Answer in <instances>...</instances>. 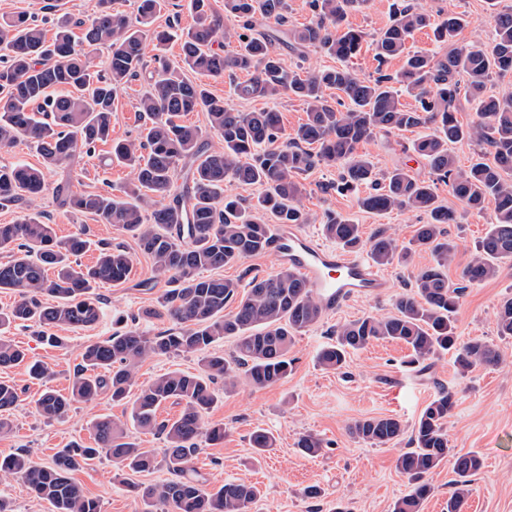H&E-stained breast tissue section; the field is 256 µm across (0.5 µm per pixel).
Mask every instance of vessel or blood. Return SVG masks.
Wrapping results in <instances>:
<instances>
[{
	"instance_id": "obj_1",
	"label": "vessel or blood",
	"mask_w": 512,
	"mask_h": 512,
	"mask_svg": "<svg viewBox=\"0 0 512 512\" xmlns=\"http://www.w3.org/2000/svg\"><path fill=\"white\" fill-rule=\"evenodd\" d=\"M269 248L283 266L302 276L330 312L355 298L385 295L390 286L364 255L324 246L294 224L277 225Z\"/></svg>"
}]
</instances>
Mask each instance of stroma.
Returning a JSON list of instances; mask_svg holds the SVG:
<instances>
[{
	"label": "stroma",
	"instance_id": "35a3bbf8",
	"mask_svg": "<svg viewBox=\"0 0 512 512\" xmlns=\"http://www.w3.org/2000/svg\"><path fill=\"white\" fill-rule=\"evenodd\" d=\"M399 2L364 0L348 14L347 24L368 37L361 52L348 62L358 76L373 78L381 71L393 74L402 67L399 57L379 62L373 45L376 35L392 23ZM411 2L415 8L443 17L464 15L467 24L456 38L457 45L481 48L492 42L495 14L512 11V0ZM99 9L100 0H0V18L24 14L36 18L50 31L55 30L58 20L66 17L89 21ZM154 55L153 48H146L140 75L117 94L113 141L136 139L141 131L137 101L155 66ZM419 134L416 128L381 133L362 144L360 150L372 161L377 174L403 164L422 174L425 166L416 162L410 152ZM110 150V143L97 144L91 153L78 149L70 167L46 171L45 192L0 206V224L38 215L52 224L57 237H67L83 228L93 241L122 245L133 256L132 269L124 284H104L98 288L102 303L98 323L83 330H62L64 347L48 346L35 326L13 324L0 331L50 372L49 378L38 382L30 379L25 366L0 367V380L26 391L23 401L6 414L9 428L0 433V458L25 451L33 461L51 464L57 452L71 443L93 446V424L105 416L124 424L130 439L156 457L164 455V439L133 427L129 405L112 402L109 396L73 404L66 414L55 419L38 415L32 403L47 387L67 392L85 346L111 336L119 319L133 320L135 328L149 336L169 326L167 320L146 314L166 283L156 280L151 260L139 254L134 239L117 227L98 223L92 216L71 212L56 196V185L66 179L78 192H106L129 181L128 167L102 165V157ZM301 181L305 186L302 203L314 217L305 230L316 237L322 234L319 220L328 212L361 224L367 235L387 229L401 246L408 244L418 224L424 221L423 215L407 210L386 214L363 211L356 193L337 192L339 170L334 166H318L303 175ZM437 193L443 204L458 215L457 222L446 227L457 246L455 259L448 268V282L454 286L459 284L461 271L476 242L484 236L491 214L464 208L449 194L446 185H438ZM431 261L430 252L420 251L409 267H385V274L393 281L386 296L353 299L341 310L326 313L320 324L297 336L291 352L294 368L287 378L259 389L242 384L224 394L204 417L206 423L223 425L224 440L218 444L201 441L194 460L208 487L216 488L227 481L256 486L259 495L249 512H334L339 504L347 506L349 512H391L394 501L409 490L407 478L395 467L396 457L401 449L407 448L408 441L403 438L394 446L373 447L351 438L348 426L359 419L393 416L401 421L404 430H411L426 405L445 388L456 400L447 421L451 445L476 453L483 462L473 478L464 512H512V337H500L496 327L500 304L512 297V262L501 263L493 280L468 287L456 314L461 340L480 339L494 345L503 357L501 365L480 366L462 376L456 372L451 355L444 354L432 360L429 370L413 372L405 366V345L395 341L378 342L351 353L338 372L324 369L316 361L333 328L368 314L391 312L397 295L407 291L413 273ZM258 430L273 437L274 446L269 451L260 453L253 448L251 436ZM306 434L322 440L324 450L320 455L309 457L300 452L297 441ZM170 478L162 464L139 474L118 471L105 455L73 474L85 494L98 500L101 512H142L144 504L136 496L135 487L160 484ZM310 485L321 488L320 498L304 497L303 490Z\"/></svg>",
	"mask_w": 512,
	"mask_h": 512
}]
</instances>
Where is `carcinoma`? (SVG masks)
<instances>
[{
  "label": "carcinoma",
  "mask_w": 512,
  "mask_h": 512,
  "mask_svg": "<svg viewBox=\"0 0 512 512\" xmlns=\"http://www.w3.org/2000/svg\"><path fill=\"white\" fill-rule=\"evenodd\" d=\"M136 2L138 29L126 16L112 12L108 0H101L94 18L79 23L82 35H76L67 21L50 41L30 17L0 19V90L5 92L0 97V147L22 139L42 159L40 168L22 163L0 166V205L42 193L44 171L69 162L78 146L89 150L112 139L114 100L143 69L145 37L152 34L158 47L170 39L164 30H150L164 0ZM356 3L310 0L315 20L285 32L284 43L292 49L317 46L341 61L353 58L362 49L364 33L345 19ZM192 8L195 20L181 44L182 65L171 66L162 56L154 57L156 73L138 102L144 120L141 137L113 144L107 156V161L129 167L132 179L116 195L74 192L67 182L55 188L72 212L112 224L135 239L157 276L170 284L149 314L174 326L155 336L135 329L115 331L87 345L70 392L47 390L35 401V408L50 419L103 394L114 402L127 400L133 426L163 436L168 444L165 464L172 479L143 490V512H247L257 495L255 487L226 482L209 489L191 465L200 437L213 444L224 440V427L205 426L204 416L222 393L236 386L241 374L254 388L287 377L295 336L319 324L326 310L305 282L285 267L251 278L244 291L238 280L205 277L202 272L265 253L272 224L309 223L301 204L300 176L318 165L341 168L337 185L341 191L369 187L358 198L365 211L409 209L426 216L404 247L384 230L365 240L361 225L332 213L322 224L326 238L349 250L368 247L378 266L405 264L420 250L431 252L433 263L413 274L410 290L398 297L394 311L337 326L334 340L320 349L317 362L339 370L349 353L387 340L410 350L408 364L418 372L442 351L452 353L462 374L480 365L501 364L490 343L460 341L454 316L467 285L493 278L499 264L512 259V181L504 178L512 169V90L490 93L486 86L494 71L512 69V11L497 16L490 49L454 47L435 58L405 53L407 39L414 31L431 27L437 41L449 43L466 19L461 15L441 19L405 4L375 39L379 58H404L401 71L394 77L362 79L343 66L306 74L283 66L271 49L275 34L257 29L256 22L287 23L286 0H224L225 13L242 20L234 33L211 10L210 0H192ZM233 40L238 43L234 51H220ZM103 45L110 58L100 73L91 70L88 49ZM236 71L248 75L235 86L243 100L276 101L288 95L306 105L305 122L285 142L278 143L280 113L265 108L239 112L210 93L205 83L187 77L192 72L218 79ZM332 90L338 92L334 106L327 99ZM404 92L415 97L417 106L402 103ZM462 93L479 112L481 121L475 125H465L456 117ZM198 111L206 113L219 146H205L201 130L184 123V116ZM419 127L431 128L412 144L425 160L428 174L398 166L377 179L372 162L359 153V144L380 132ZM462 141L489 146L493 161L485 160L481 152L467 170H459L449 145ZM180 166L188 181L184 194L176 186ZM438 182L448 185L449 193L467 209L492 214L461 272L462 286L448 284L456 246L442 225L455 222V214L439 204ZM231 183L259 186L262 193L246 201L226 193ZM90 244L84 230L56 238L52 225L37 216L0 224V250L8 253V259L0 262V290L18 294L10 310L0 313V327L31 323L41 329L48 345L60 346L63 339L50 329H85L97 323L100 306L94 290L102 284L124 283L132 259L121 247L102 243L96 261L84 266L78 258ZM496 326L498 335L512 337V298L500 304ZM226 339L235 343L229 359L222 349ZM180 353L198 355L200 371L165 373L137 387L136 369L143 360ZM22 363L34 379L49 375L46 366L27 361L19 346L1 336L0 366ZM219 378L224 379L222 391L215 387ZM170 400L181 406L179 416L158 420L159 406ZM19 402L21 391L1 380L0 414ZM454 404V395L443 391L421 412L410 448L396 458V469L408 479L410 491L393 503L391 512H421L432 491L429 476L448 460L453 461L455 474L448 512H463L481 460L450 445L446 424ZM93 428L96 447L72 444L50 466L23 452L10 455L0 459V479H22L53 512H101L99 502L82 491L71 473L102 452L134 473L154 469L155 457L128 440L124 427L108 417L97 420ZM349 432L371 446L387 447L398 442L403 427L391 416L372 417L355 421ZM297 446L310 456L323 450V442L310 435L301 437Z\"/></svg>",
  "instance_id": "carcinoma-1"
}]
</instances>
